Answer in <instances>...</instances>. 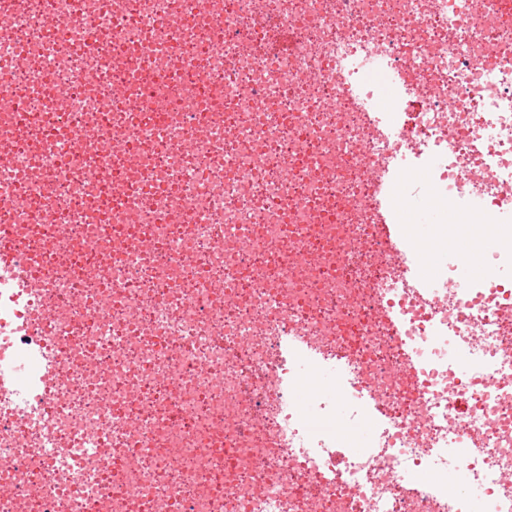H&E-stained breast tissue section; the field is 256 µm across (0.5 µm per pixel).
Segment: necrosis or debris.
I'll list each match as a JSON object with an SVG mask.
<instances>
[{
  "label": "necrosis or debris",
  "instance_id": "1",
  "mask_svg": "<svg viewBox=\"0 0 512 512\" xmlns=\"http://www.w3.org/2000/svg\"><path fill=\"white\" fill-rule=\"evenodd\" d=\"M0 12V223L28 237L50 196L65 226L32 242L43 320L0 330L20 418L0 448L27 462L0 512H512V319L492 293L420 316L368 219L372 172L400 157L432 203L484 194L512 235V0ZM21 103L81 125L44 143L17 133ZM405 343L413 378L393 374ZM47 347L66 368L49 406ZM332 361V391L310 387ZM453 471L481 495L449 493Z\"/></svg>",
  "mask_w": 512,
  "mask_h": 512
}]
</instances>
